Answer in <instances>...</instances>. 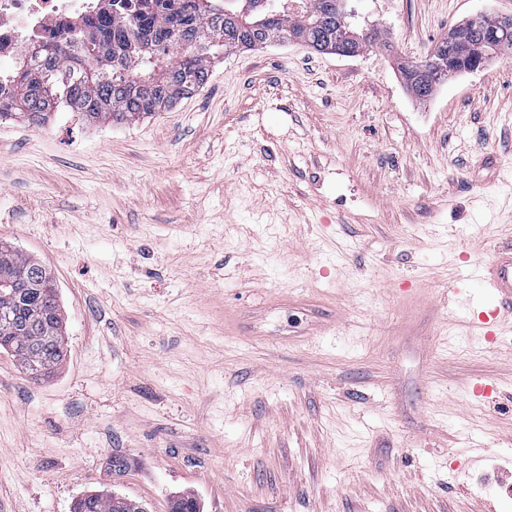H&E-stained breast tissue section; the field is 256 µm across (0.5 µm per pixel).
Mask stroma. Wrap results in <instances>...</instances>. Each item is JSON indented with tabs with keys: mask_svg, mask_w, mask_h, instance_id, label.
Instances as JSON below:
<instances>
[{
	"mask_svg": "<svg viewBox=\"0 0 512 512\" xmlns=\"http://www.w3.org/2000/svg\"><path fill=\"white\" fill-rule=\"evenodd\" d=\"M356 7L387 47L230 52L132 123L0 121V242L67 342L41 379L0 349V512H512V335L472 324L512 231V56L427 101L399 72L512 0ZM114 501L124 506L122 512H143L145 509L139 502L126 497H103L91 493L77 498L72 504L71 512H116Z\"/></svg>",
	"mask_w": 512,
	"mask_h": 512,
	"instance_id": "stroma-1",
	"label": "stroma"
}]
</instances>
